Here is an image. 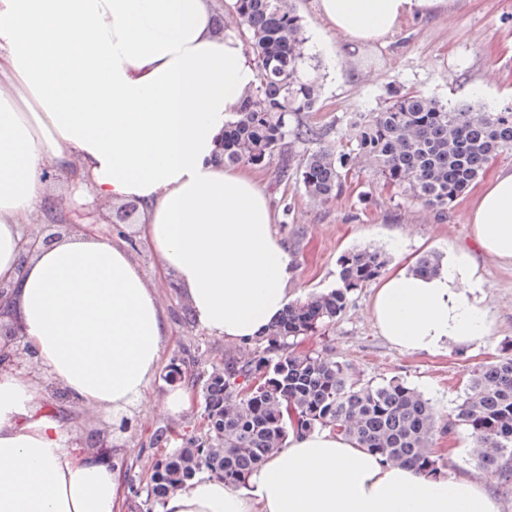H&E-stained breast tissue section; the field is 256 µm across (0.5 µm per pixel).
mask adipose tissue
Listing matches in <instances>:
<instances>
[{
    "instance_id": "obj_1",
    "label": "adipose tissue",
    "mask_w": 512,
    "mask_h": 512,
    "mask_svg": "<svg viewBox=\"0 0 512 512\" xmlns=\"http://www.w3.org/2000/svg\"><path fill=\"white\" fill-rule=\"evenodd\" d=\"M350 45L394 35L462 0H315ZM258 82L212 0H0V280L21 345L46 380L0 373V512H118L111 450L76 451L70 405L111 414L141 401L163 356L167 316L125 245L90 232L26 253L21 224L54 198L44 174L76 167V205L137 202L141 235L209 335L248 343L289 305L294 257L259 180L216 158L226 124ZM467 221L484 252L512 262V169ZM476 268L459 251L433 275L377 285L371 315L406 353L490 333ZM161 512H502L480 482L383 463L329 429L290 435L246 490L200 477Z\"/></svg>"
}]
</instances>
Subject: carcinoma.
<instances>
[{
	"label": "carcinoma",
	"mask_w": 512,
	"mask_h": 512,
	"mask_svg": "<svg viewBox=\"0 0 512 512\" xmlns=\"http://www.w3.org/2000/svg\"><path fill=\"white\" fill-rule=\"evenodd\" d=\"M234 29L258 69V84L224 130V165H261L281 157V173L295 171L314 202L336 198L348 161L367 162L373 175L414 201L444 212L502 153H512V108L476 109L423 94L397 97L352 123L355 155L310 144L322 140L303 122L315 111L319 61L290 0H238ZM387 257L366 247L344 256L336 286L288 306L268 333L224 352V361L191 378L203 401V431L182 435L157 460L143 487L132 489L138 512H155L169 494L201 476L244 488L290 433L333 429L391 465L424 475L445 467L431 448L437 427L432 403L404 382L359 378L350 363L321 351L296 350L295 341L326 329L349 295L376 279ZM471 431L480 466L512 490V356L477 371L454 423Z\"/></svg>",
	"instance_id": "carcinoma-1"
}]
</instances>
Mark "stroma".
I'll return each mask as SVG.
<instances>
[{
    "instance_id": "1",
    "label": "stroma",
    "mask_w": 512,
    "mask_h": 512,
    "mask_svg": "<svg viewBox=\"0 0 512 512\" xmlns=\"http://www.w3.org/2000/svg\"><path fill=\"white\" fill-rule=\"evenodd\" d=\"M293 5L321 61L320 101L305 120L322 132L324 143L338 150L352 149L349 134L358 113L378 111L393 96L405 92L419 91L456 104H469L478 97L499 109L512 106V0H465L459 8L404 23L386 43L342 51L336 48V35L315 12L313 0H293ZM278 165L274 158L254 173L274 203V229L294 255L295 272L288 283L291 299L335 287L341 258L365 246L387 252L385 269L389 272L412 268L427 254L444 260L452 251H469L481 277L476 295L482 298L491 321V332L484 340L452 343L435 354L402 352L375 326L370 315L374 288L367 285L350 294L333 326L302 338L299 347L349 362L362 379L394 378L420 391L436 408L440 423L447 426L433 439L434 447L454 456L445 475L467 476L485 483L489 490H498V480L479 468L473 457L469 430L447 425L472 374L512 354V264L486 255L474 240L466 222L472 195L460 198L438 216L411 201L402 188L376 180L369 167L359 166L350 169L335 200L318 204L305 195L296 177L277 180ZM101 230L126 240L156 290L170 321V334L144 401L127 411L133 422L130 433H115L112 416L86 407L69 420L66 430L75 441L93 434L112 445L122 471L119 512H135L131 486H144L155 461L168 452L167 447L153 444L154 433L165 427L192 433L202 420L199 406L179 416L154 412L153 399L171 387L166 374L172 361L194 358L206 369L223 358L229 343L185 319L183 290L162 277L155 253L133 234L131 225L105 224Z\"/></svg>"
}]
</instances>
